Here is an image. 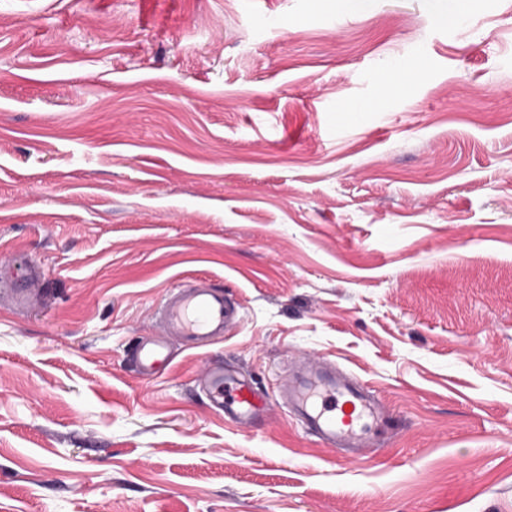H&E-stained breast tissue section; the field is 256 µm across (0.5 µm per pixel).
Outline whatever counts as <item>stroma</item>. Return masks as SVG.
<instances>
[{"label":"stroma","instance_id":"1","mask_svg":"<svg viewBox=\"0 0 512 512\" xmlns=\"http://www.w3.org/2000/svg\"><path fill=\"white\" fill-rule=\"evenodd\" d=\"M0 0V512H512V0ZM229 339L127 361L165 290ZM325 358L400 419L338 461ZM271 416L225 423L209 360ZM242 305L224 287L207 277L192 276L167 292L154 312L159 333L142 336L131 345L136 373L144 380L155 378L171 363V338L188 348H200L225 339L240 326ZM280 393L304 431L336 448L342 461L370 458L375 437L383 434L379 443L393 434V414L369 382L325 359L298 361ZM368 417L380 425L372 429L364 422Z\"/></svg>","mask_w":512,"mask_h":512}]
</instances>
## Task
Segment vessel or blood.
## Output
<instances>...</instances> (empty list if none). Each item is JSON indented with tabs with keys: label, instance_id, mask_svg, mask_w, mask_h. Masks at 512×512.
Here are the masks:
<instances>
[{
	"label": "vessel or blood",
	"instance_id": "obj_1",
	"mask_svg": "<svg viewBox=\"0 0 512 512\" xmlns=\"http://www.w3.org/2000/svg\"><path fill=\"white\" fill-rule=\"evenodd\" d=\"M154 312L158 334L139 337L130 347L133 367L146 380L171 365L172 339L191 348L208 346L226 338L242 321L240 302L203 276L186 278L159 300ZM206 385L215 407L237 426L251 427L269 415V406L253 381L226 374L223 362L210 364ZM281 398L304 431L336 449L345 462L370 458L375 437L394 431L389 406L369 382L324 359L297 362Z\"/></svg>",
	"mask_w": 512,
	"mask_h": 512
}]
</instances>
